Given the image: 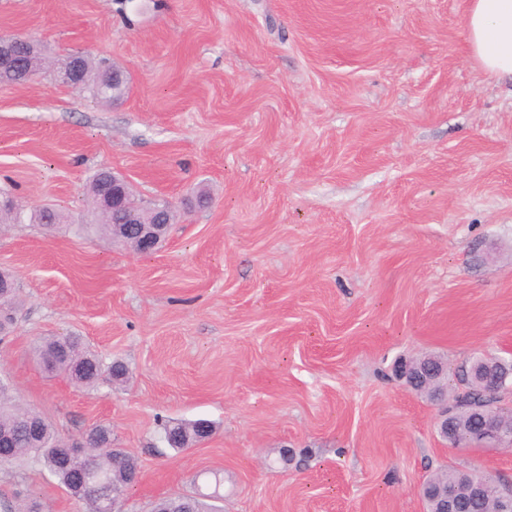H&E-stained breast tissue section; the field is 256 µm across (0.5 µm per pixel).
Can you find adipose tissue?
<instances>
[{
  "label": "adipose tissue",
  "mask_w": 512,
  "mask_h": 512,
  "mask_svg": "<svg viewBox=\"0 0 512 512\" xmlns=\"http://www.w3.org/2000/svg\"><path fill=\"white\" fill-rule=\"evenodd\" d=\"M465 33L480 66L512 83V0H468Z\"/></svg>",
  "instance_id": "adipose-tissue-1"
}]
</instances>
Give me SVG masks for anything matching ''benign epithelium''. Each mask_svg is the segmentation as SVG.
<instances>
[{"label": "benign epithelium", "mask_w": 512, "mask_h": 512, "mask_svg": "<svg viewBox=\"0 0 512 512\" xmlns=\"http://www.w3.org/2000/svg\"><path fill=\"white\" fill-rule=\"evenodd\" d=\"M18 44L14 36H0V73H20L16 54ZM82 61L80 53L68 55L63 68L53 71L55 80L73 91H80ZM98 181L100 193L97 209L116 216L112 221V244L124 246L136 254H150L158 250L172 224V204L159 198L147 204L142 203L136 198L129 179L110 168L99 172ZM438 367L443 369L445 364L434 356L425 355L402 365L401 377L407 387L412 389L417 385L422 390L443 376V372L436 371ZM503 368L504 364L500 361L481 358L471 364L468 377L485 384L493 394L505 389L511 390L509 373L503 371ZM432 400L439 408L437 430L446 439L456 431L457 418L448 408L447 393L439 392ZM470 418L474 420L472 429L479 443L488 448H500L506 438H512V430L505 429L502 414L493 407L476 406L471 409ZM492 491L496 492L503 510L509 512L512 509V485L499 481L495 483L475 470L462 471L458 475V485L454 487L443 488L427 483L422 485L423 512H462L465 501L483 502Z\"/></svg>", "instance_id": "1"}]
</instances>
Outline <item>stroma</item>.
<instances>
[{
  "label": "stroma",
  "instance_id": "stroma-1",
  "mask_svg": "<svg viewBox=\"0 0 512 512\" xmlns=\"http://www.w3.org/2000/svg\"><path fill=\"white\" fill-rule=\"evenodd\" d=\"M468 0H0V33L123 67L113 105L43 71L0 85V230L19 306L0 382L66 438L112 428L137 458L127 512L219 492L224 512H422L444 467L512 481V451L458 450L398 361L512 360V85L465 48ZM103 167L171 200L165 246L95 232ZM206 206H196L200 193ZM76 335L123 384L31 355ZM207 419L176 452L167 421ZM84 512L40 464L0 505Z\"/></svg>",
  "mask_w": 512,
  "mask_h": 512
}]
</instances>
